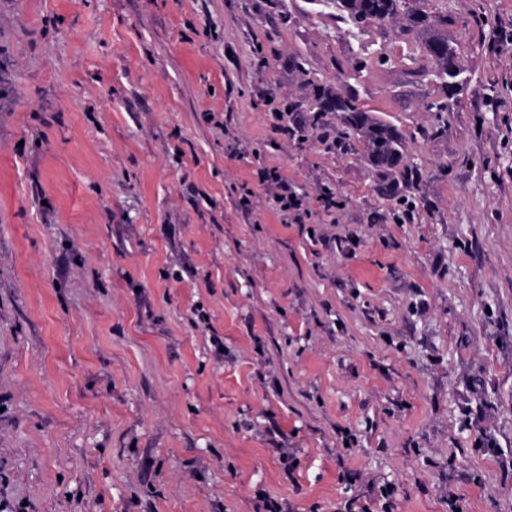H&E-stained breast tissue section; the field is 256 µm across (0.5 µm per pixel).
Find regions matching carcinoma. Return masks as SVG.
<instances>
[{
  "instance_id": "1",
  "label": "carcinoma",
  "mask_w": 512,
  "mask_h": 512,
  "mask_svg": "<svg viewBox=\"0 0 512 512\" xmlns=\"http://www.w3.org/2000/svg\"><path fill=\"white\" fill-rule=\"evenodd\" d=\"M351 21L364 26L370 23H383L399 11L403 0H340ZM411 22L429 32L426 54H436L448 58V66L436 63L439 76L443 79L448 93H454V81L460 74L455 50L439 33L444 21L418 11L408 14ZM341 112L343 131L341 135L356 136L364 145L366 159L371 166L384 174L398 172L405 174L403 138L398 129L378 120L362 109L357 98L347 91L332 87L322 90L319 95L320 112L332 110Z\"/></svg>"
}]
</instances>
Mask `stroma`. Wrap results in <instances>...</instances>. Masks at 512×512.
Listing matches in <instances>:
<instances>
[{
	"label": "stroma",
	"instance_id": "stroma-1",
	"mask_svg": "<svg viewBox=\"0 0 512 512\" xmlns=\"http://www.w3.org/2000/svg\"><path fill=\"white\" fill-rule=\"evenodd\" d=\"M409 4L453 96L337 0H0V512H512V0ZM408 17H410L411 22L415 26L422 27L429 32V37L426 42L427 58L432 60L431 54H440L448 58L450 68L443 66L440 62H432L435 63L438 74L443 79L444 86L448 89V93L453 94L454 81L459 76L460 70L456 61L457 56L455 50L448 44L447 40L444 39L445 36L439 33L438 27L446 23V21L418 11L408 14ZM318 99L319 112H341V137L354 135L362 141L371 166L387 175L395 172L405 174L408 167L401 164L404 159L403 138L395 126L378 120L360 107L354 95L339 88L323 89ZM333 101L337 104L331 108ZM262 183L267 186L275 185L277 188L281 189L284 192L282 194H276V199L280 203V209L283 212L295 210L300 207V202L298 201L296 196L288 195V188L281 184V181L274 170L264 172L262 174Z\"/></svg>",
	"mask_w": 512,
	"mask_h": 512
}]
</instances>
